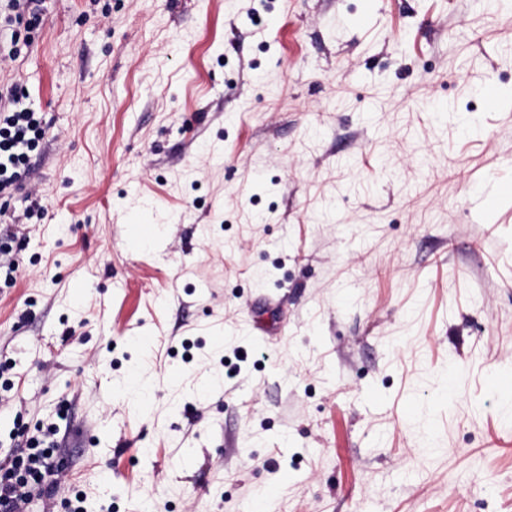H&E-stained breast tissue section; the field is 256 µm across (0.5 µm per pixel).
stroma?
Masks as SVG:
<instances>
[{
    "instance_id": "obj_1",
    "label": "stroma",
    "mask_w": 512,
    "mask_h": 512,
    "mask_svg": "<svg viewBox=\"0 0 512 512\" xmlns=\"http://www.w3.org/2000/svg\"><path fill=\"white\" fill-rule=\"evenodd\" d=\"M20 36L0 447L55 424L41 512H512V0H47ZM23 250V243L19 242L15 248L12 245L0 246V277L4 275L6 280L12 281L14 273L17 274L20 268L19 256Z\"/></svg>"
}]
</instances>
